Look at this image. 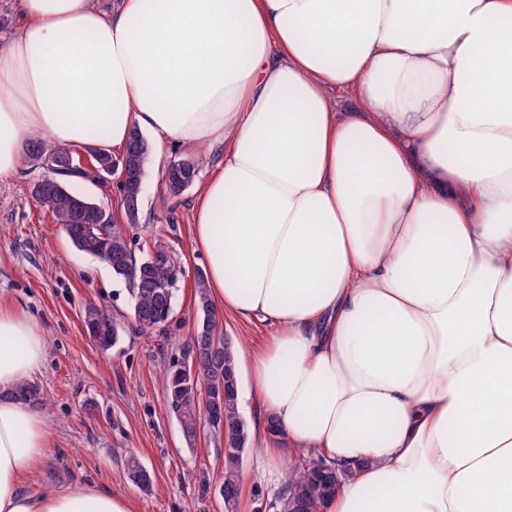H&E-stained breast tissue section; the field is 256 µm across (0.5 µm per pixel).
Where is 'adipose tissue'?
Returning <instances> with one entry per match:
<instances>
[{
  "instance_id": "obj_1",
  "label": "adipose tissue",
  "mask_w": 512,
  "mask_h": 512,
  "mask_svg": "<svg viewBox=\"0 0 512 512\" xmlns=\"http://www.w3.org/2000/svg\"><path fill=\"white\" fill-rule=\"evenodd\" d=\"M0 180L34 134L221 150L193 204L262 472L322 458L320 512H512V0H20ZM340 89L356 105L341 110ZM43 328L0 300V512H135L27 486L51 446Z\"/></svg>"
}]
</instances>
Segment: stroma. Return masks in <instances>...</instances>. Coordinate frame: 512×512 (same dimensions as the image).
I'll return each mask as SVG.
<instances>
[{
    "mask_svg": "<svg viewBox=\"0 0 512 512\" xmlns=\"http://www.w3.org/2000/svg\"><path fill=\"white\" fill-rule=\"evenodd\" d=\"M186 156L175 150L150 161L133 224L119 210L113 187L76 185L111 214L137 255L162 244L183 270L169 322L149 334L130 320L125 284L97 258L77 250L48 206L33 197L32 187L45 169L26 160L15 177L0 180V298L23 307L47 336L45 362L33 381L49 398L45 412L53 440L28 478L33 487L48 490L87 480L130 494L136 512H224L218 493L224 440L205 425L195 446H187L165 405L160 378L164 364L193 332L195 275L205 266L193 246L192 204L216 159L202 151L196 185L174 197L165 188V170ZM90 303L125 324L121 344L109 352H101L84 333L82 313ZM131 451L151 472V490L130 481L125 460ZM256 460L253 450L243 457L240 512H255L259 497H274L280 489L279 483L258 476Z\"/></svg>",
    "mask_w": 512,
    "mask_h": 512,
    "instance_id": "35a3bbf8",
    "label": "stroma"
}]
</instances>
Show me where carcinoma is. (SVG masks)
<instances>
[{"label":"carcinoma","instance_id":"obj_1","mask_svg":"<svg viewBox=\"0 0 512 512\" xmlns=\"http://www.w3.org/2000/svg\"><path fill=\"white\" fill-rule=\"evenodd\" d=\"M82 158L76 152L56 147L41 135L28 144L26 156L45 168L56 167L53 181L33 188L42 196L52 212L55 223L62 226L71 243L78 250L98 258L112 274L123 280L131 303V316L143 332L165 325L172 315L174 286L178 269L172 255L163 258L149 252L136 259L123 232L112 222V216L95 201L73 189L77 181L95 183V170L116 164L129 172L120 187L132 210H124L127 221L136 223L143 193V182L138 174L145 173L151 159L149 141L136 132L128 141L119 161L104 148H86ZM198 175V162L186 158L171 163L165 173V187L172 196H178L190 187ZM197 321L194 334L183 352L197 354L195 376L180 375L169 362L163 368L165 403L181 425L188 446H193L202 420L216 432L225 429L235 447L224 450V512H238L241 494L240 470L242 455L249 449L250 434L238 408V381L235 375L233 343L218 331L217 308L212 303L205 274L196 272ZM83 325L92 332L91 338L103 352L114 348L121 340L124 326L90 303L83 311ZM12 396L23 402L46 405L40 387L26 381L18 385ZM317 459L289 465L288 474L276 502L274 512H317L320 499L336 489V475L328 477V484L319 485L314 473ZM126 469L132 481L142 488L152 484L150 473L136 454H129Z\"/></svg>","mask_w":512,"mask_h":512}]
</instances>
